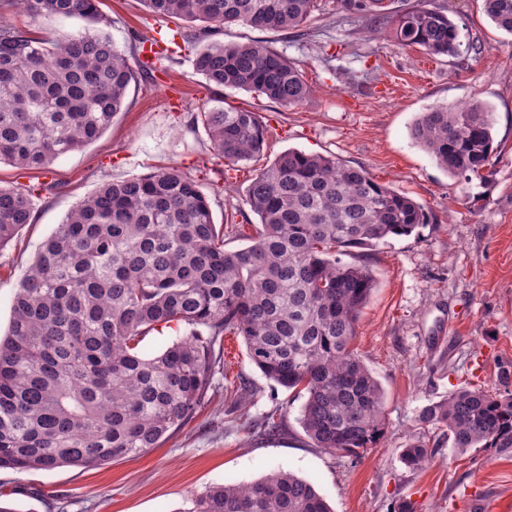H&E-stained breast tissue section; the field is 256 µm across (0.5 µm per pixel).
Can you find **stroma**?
I'll return each mask as SVG.
<instances>
[{"instance_id": "35a3bbf8", "label": "stroma", "mask_w": 512, "mask_h": 512, "mask_svg": "<svg viewBox=\"0 0 512 512\" xmlns=\"http://www.w3.org/2000/svg\"><path fill=\"white\" fill-rule=\"evenodd\" d=\"M460 28L458 57L428 58L383 34L345 24L344 0H318L303 35L240 25L218 33L203 23L162 19L141 0H100L110 33L135 79L111 126L87 147L43 171L0 164V185L33 188V220L0 248V336L14 295L39 245L80 201L109 181L175 167L209 198L215 223L258 224L246 203L256 173L296 149L365 167L380 183L418 202L427 218L407 236L351 249L345 262L366 265L376 288L353 348L385 391V429L377 447L353 457L315 447L298 422L293 391L264 377L242 337L226 335L224 362L204 404L157 447L90 469L0 471V491L19 512H189L193 498L224 483H250L275 470L311 481L332 512H512V448H453L448 430L419 420L422 409L463 387L512 392V34L487 17L483 0H430ZM0 15L44 38L84 31L87 21ZM192 40L161 70H149L134 36L168 30ZM262 40L298 62L310 99L281 107L242 90L227 105L274 123L262 156L227 167L214 157L200 119L211 89L195 52L214 41ZM480 41L476 55L468 46ZM474 101L493 112L494 150L484 176L458 181L411 136L421 113ZM243 388L244 397L227 391ZM275 420L277 430L267 428ZM425 439L420 469L404 448Z\"/></svg>"}]
</instances>
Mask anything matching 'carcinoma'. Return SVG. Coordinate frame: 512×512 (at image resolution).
<instances>
[{
  "mask_svg": "<svg viewBox=\"0 0 512 512\" xmlns=\"http://www.w3.org/2000/svg\"><path fill=\"white\" fill-rule=\"evenodd\" d=\"M158 17L221 27L301 31L317 0H143ZM30 13L80 17L93 27L41 38L0 19V163L46 170L96 141L124 106L134 73L104 27L99 0H12ZM349 22L431 56L459 54L460 30L426 0L399 14L385 0H351ZM512 33V0H483ZM194 69L215 89L201 120L216 157L259 156L268 127L224 107L226 88L290 107L313 93L298 66L261 40L198 50ZM412 137L448 174L482 178L493 151L491 112L474 101L416 120ZM247 204L252 244L225 248L242 224L213 221L198 183L174 167L101 185L38 248L0 338V470L92 468L154 448L204 404L224 335L243 338L269 380L303 398L298 421L315 447L359 456L385 428L381 384L351 349L376 280L337 254L411 234L422 206L334 156L282 152L256 174ZM31 192L0 186V248L32 222ZM185 335L146 355L141 343L170 324ZM455 448H512V394L461 388L427 406ZM423 441L404 449L419 469ZM189 512H331L308 480L273 471L216 485Z\"/></svg>",
  "mask_w": 512,
  "mask_h": 512,
  "instance_id": "1",
  "label": "carcinoma"
}]
</instances>
